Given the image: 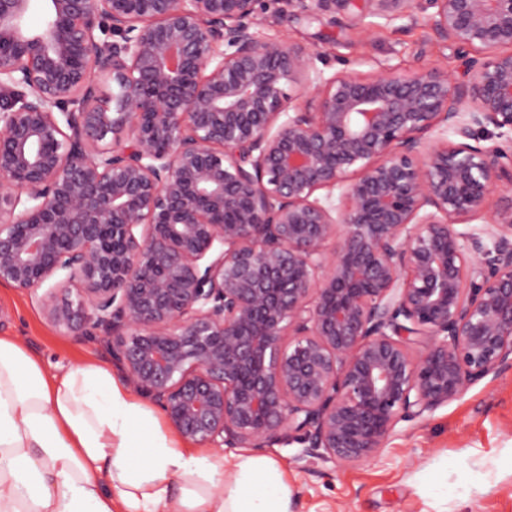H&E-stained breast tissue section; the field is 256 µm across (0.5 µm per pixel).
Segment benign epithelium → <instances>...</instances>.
<instances>
[{"label":"benign epithelium","mask_w":512,"mask_h":512,"mask_svg":"<svg viewBox=\"0 0 512 512\" xmlns=\"http://www.w3.org/2000/svg\"><path fill=\"white\" fill-rule=\"evenodd\" d=\"M258 2L0 0V285L187 442L359 464L512 364V202L458 229L512 186V0H284L421 20L462 81L326 78Z\"/></svg>","instance_id":"1"}]
</instances>
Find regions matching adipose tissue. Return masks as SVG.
<instances>
[{"instance_id":"ef3b65f1","label":"adipose tissue","mask_w":512,"mask_h":512,"mask_svg":"<svg viewBox=\"0 0 512 512\" xmlns=\"http://www.w3.org/2000/svg\"><path fill=\"white\" fill-rule=\"evenodd\" d=\"M0 512H288L277 463L178 447L101 366L0 336Z\"/></svg>"}]
</instances>
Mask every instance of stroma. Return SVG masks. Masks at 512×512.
I'll return each mask as SVG.
<instances>
[{
    "mask_svg": "<svg viewBox=\"0 0 512 512\" xmlns=\"http://www.w3.org/2000/svg\"><path fill=\"white\" fill-rule=\"evenodd\" d=\"M263 8L272 34L320 52L316 66L324 75H369L389 65L466 77L467 54L424 23L352 28L345 16L300 15L283 0H264ZM0 336L12 337L50 369L94 361L122 376L97 338L66 336L51 326L37 291L0 285ZM294 453L291 445L256 451L278 461L289 512H512V367L490 373L427 419L399 423L369 462H297Z\"/></svg>",
    "mask_w": 512,
    "mask_h": 512,
    "instance_id": "obj_1",
    "label": "stroma"
}]
</instances>
